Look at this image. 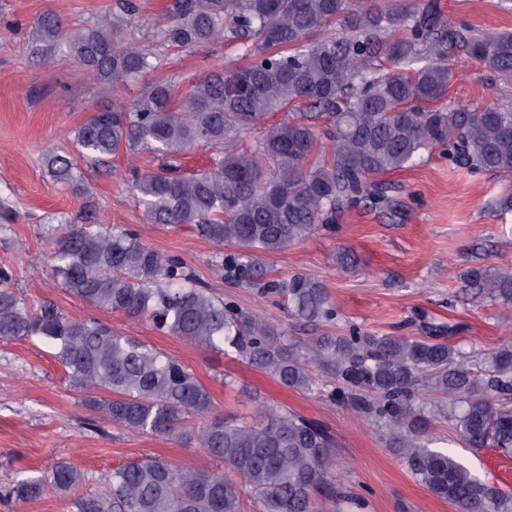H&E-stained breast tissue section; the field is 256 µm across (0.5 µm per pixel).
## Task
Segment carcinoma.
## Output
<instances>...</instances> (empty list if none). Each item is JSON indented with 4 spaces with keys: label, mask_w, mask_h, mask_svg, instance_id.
Instances as JSON below:
<instances>
[{
    "label": "carcinoma",
    "mask_w": 512,
    "mask_h": 512,
    "mask_svg": "<svg viewBox=\"0 0 512 512\" xmlns=\"http://www.w3.org/2000/svg\"><path fill=\"white\" fill-rule=\"evenodd\" d=\"M118 12L72 29L51 12L34 21L31 50L46 64L70 58L117 95L143 75L155 52L125 37L139 12L118 0ZM164 44L188 49L214 39L242 45L249 65L233 78L214 72L186 95L174 82L155 83L132 105L94 109L74 132L78 155L49 149L56 180L78 181L77 158L106 163L138 147L162 164L133 189L147 224H193L221 251L217 266L236 286L286 302L288 314L322 329L339 313L326 286L303 275L265 278L260 258L331 224L336 212L388 187L372 176L407 167L432 147L470 171L512 178V103L431 108L456 78L450 61H476L512 84V32L476 33L451 26L434 5L378 0H172ZM291 110L253 146L242 133L267 115ZM212 150L194 172L182 161ZM52 287L98 308L146 319L158 330L217 353L235 354L285 388L309 391L319 366L339 397L378 423L410 471L457 512H512V493L473 472L458 456L422 441L416 402L435 392L430 411L455 422L465 445L512 454V343L498 348L487 376L473 356L443 336L412 338L350 329L290 344L269 323L230 298L200 286L186 263L162 254L131 230L96 223L93 213L50 215ZM464 288L512 304V273L465 271ZM37 338L48 344L103 419L138 432L191 444L224 469H186L163 458L112 471L108 496L81 497L76 512H243L242 497L262 512H321L345 496L332 472L336 441L321 425L279 404L252 422L215 411L191 368L98 321L74 320L51 301L30 304L0 270V341ZM197 418L195 426L189 420ZM81 473L67 462L16 481L5 497L32 500L46 487L73 490Z\"/></svg>",
    "instance_id": "obj_1"
}]
</instances>
